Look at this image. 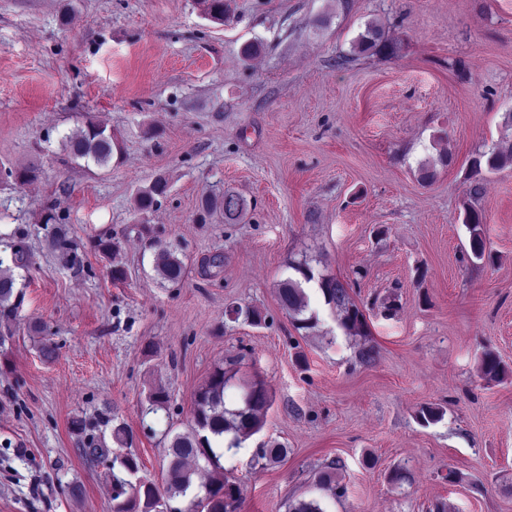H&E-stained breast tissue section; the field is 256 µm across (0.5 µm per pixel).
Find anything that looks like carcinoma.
<instances>
[{
  "label": "carcinoma",
  "mask_w": 512,
  "mask_h": 512,
  "mask_svg": "<svg viewBox=\"0 0 512 512\" xmlns=\"http://www.w3.org/2000/svg\"><path fill=\"white\" fill-rule=\"evenodd\" d=\"M353 49L359 54L392 56L396 48L383 36L382 29L374 24L366 26L354 41ZM64 149L76 159L92 161L106 166L112 161L114 152L121 150L119 142L105 127L90 122L80 132L64 137ZM512 164V147L495 150L481 161L473 163L474 172L486 168L490 173ZM169 184L165 178H157L135 198L137 210L148 212L157 204V198L167 194ZM204 215L219 211L224 221H238L246 212L244 198L232 191L212 194L201 200ZM464 224L470 233L469 248L473 257L480 261H492L491 252L483 230L480 211L470 208ZM296 277L288 278L278 289V301L288 314L296 329H312L317 324L316 313L310 307V297L304 285L316 280L326 304L332 306L338 323L350 335H361L367 328L363 309L350 296L347 286L335 277L315 276L307 260L290 265ZM154 270L169 283H178L185 276V264L170 246L160 247L154 255ZM14 278L11 268L0 267V313H11L18 308L13 301ZM233 320L244 318L253 324H261L263 317L254 308L233 306L226 311ZM482 376L487 380H499L506 369L499 356L487 350L480 362ZM273 393L267 382L258 375H238L230 366L217 363L207 379L193 397V417L189 429L176 433L168 449V467L163 484L141 474L138 457L131 453L110 455V450L95 440L84 438L78 447L82 454L93 462L111 459L110 482L112 484V512H166L179 497H191L192 512H239L242 491L240 487L224 478L221 458L211 445L209 435L227 437L226 450H238L242 444L259 433L263 427L264 411L270 406ZM146 401L147 413L164 407L169 401L167 391L161 386L150 389ZM286 448H256L250 459L254 470H265L284 458ZM287 512H325L317 499H291Z\"/></svg>",
  "instance_id": "obj_1"
}]
</instances>
